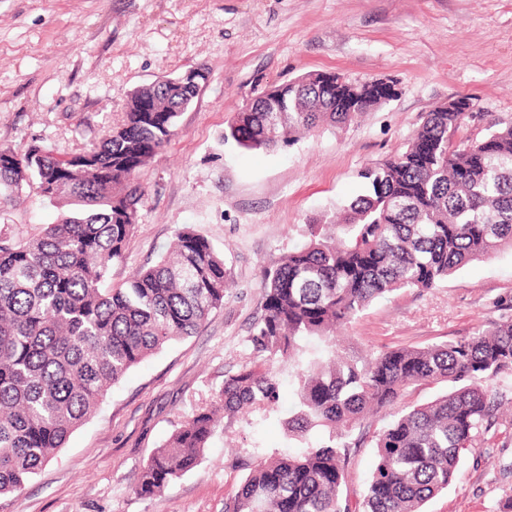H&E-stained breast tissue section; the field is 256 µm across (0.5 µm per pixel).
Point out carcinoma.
<instances>
[{
  "label": "carcinoma",
  "mask_w": 512,
  "mask_h": 512,
  "mask_svg": "<svg viewBox=\"0 0 512 512\" xmlns=\"http://www.w3.org/2000/svg\"><path fill=\"white\" fill-rule=\"evenodd\" d=\"M308 72L237 112L224 139L272 150L324 124L345 125L381 104L343 112ZM142 97L162 111L139 112ZM196 85L171 97L162 83L128 97L122 123L92 149L57 154L34 143L23 154L0 148V197L28 186L68 213L31 238H0V496L17 492L63 447L126 373L167 343L197 333L224 306V254L191 228L151 267L110 288L140 219L136 173L175 135ZM464 112L429 113L406 151L360 177L365 193L340 213L336 236L316 218L310 239L262 275V314L249 342L265 361L292 367L297 400L283 418L302 453L259 456L224 512H422L448 489L463 454L503 424L495 382L512 374V299L504 314L447 343L388 347L368 357L338 351L336 328L374 300L427 290L464 265L512 246V122L464 148L451 136ZM273 105L284 108L270 112ZM330 344L326 361L303 363L302 342ZM446 382L430 403L406 406L374 435L375 467L361 499L342 498L351 432L366 414L406 390ZM276 375L246 364L227 375L201 407L142 467L135 486L151 498L193 471L217 426L277 410Z\"/></svg>",
  "instance_id": "obj_1"
}]
</instances>
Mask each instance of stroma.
<instances>
[{
  "instance_id": "1",
  "label": "stroma",
  "mask_w": 512,
  "mask_h": 512,
  "mask_svg": "<svg viewBox=\"0 0 512 512\" xmlns=\"http://www.w3.org/2000/svg\"><path fill=\"white\" fill-rule=\"evenodd\" d=\"M193 68L208 79L177 119L171 142L137 173L140 220L115 280L153 264L192 227L223 251L230 287L196 334L133 367L96 413L0 512H224L256 455L297 453L279 418L295 399L291 368L274 365L277 413L224 421L201 464L156 497L134 491L143 464L174 427L253 362L261 272L309 239L312 218L364 191L361 171L403 152L428 112L467 97L463 142L512 121V0H0V148L92 147L117 123L129 93ZM309 71L384 78L397 95L344 126L247 151L224 139L235 109ZM59 205L24 189L0 202V236L31 237ZM512 295V250L474 261L435 288L374 301L342 331L341 350L444 343L496 319ZM370 418L348 469L360 498L374 467ZM512 495V427L469 449L456 482L426 512H497Z\"/></svg>"
}]
</instances>
